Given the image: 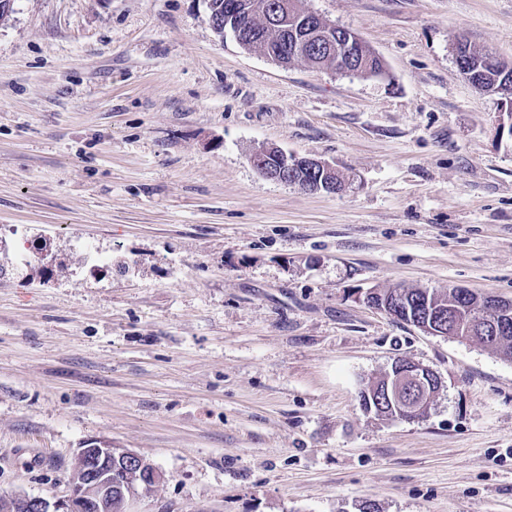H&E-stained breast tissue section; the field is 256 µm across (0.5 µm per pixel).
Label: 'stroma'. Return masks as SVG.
Instances as JSON below:
<instances>
[{
  "label": "stroma",
  "instance_id": "35a3bbf8",
  "mask_svg": "<svg viewBox=\"0 0 512 512\" xmlns=\"http://www.w3.org/2000/svg\"><path fill=\"white\" fill-rule=\"evenodd\" d=\"M383 78L275 64L207 0H14L0 21V497L66 495L89 442L162 474L127 512H512V361L372 292L512 300V138L454 46L512 61V0H300ZM277 147L347 183L260 175ZM111 253L82 276L75 244ZM434 370L425 417L360 393Z\"/></svg>",
  "mask_w": 512,
  "mask_h": 512
}]
</instances>
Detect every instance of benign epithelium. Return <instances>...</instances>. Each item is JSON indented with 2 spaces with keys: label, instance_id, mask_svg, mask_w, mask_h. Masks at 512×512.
I'll return each mask as SVG.
<instances>
[{
  "label": "benign epithelium",
  "instance_id": "1",
  "mask_svg": "<svg viewBox=\"0 0 512 512\" xmlns=\"http://www.w3.org/2000/svg\"><path fill=\"white\" fill-rule=\"evenodd\" d=\"M269 27L280 31L288 30L287 17H295L291 29L294 42L298 43L313 37L323 36L329 40L345 39L352 45L359 42L358 35L345 32V28L325 19L322 15L305 10L293 15V2L279 0L272 6ZM266 14V5L256 3L229 7V16L219 21L214 13L209 20L214 29L224 26V32L239 36L240 31L254 26L260 17ZM370 66L366 62L358 67L349 53L336 56V71L348 76H361L363 68ZM501 101L505 111L500 113V131L512 137V94L504 93ZM254 168L265 178L284 184L298 186L306 191L319 193L335 186L331 176L336 168L327 161L289 154L281 149H261L252 157ZM420 329L434 336H446L450 333L462 340L473 337L479 330L486 342H491L504 330V326L489 325L479 319L465 318L456 320L453 327L446 323L431 322L420 325ZM442 387L441 378L431 369L419 364L404 362L395 367L393 380L386 389L389 405H397V418L416 420L428 414L433 395ZM125 456L126 465L131 472H150L151 481L161 480L160 471L144 456L130 451L118 452L103 442H91L80 449L73 473L69 481V493L63 499L50 501L40 496L16 495L8 500L3 512H112V457Z\"/></svg>",
  "mask_w": 512,
  "mask_h": 512
}]
</instances>
